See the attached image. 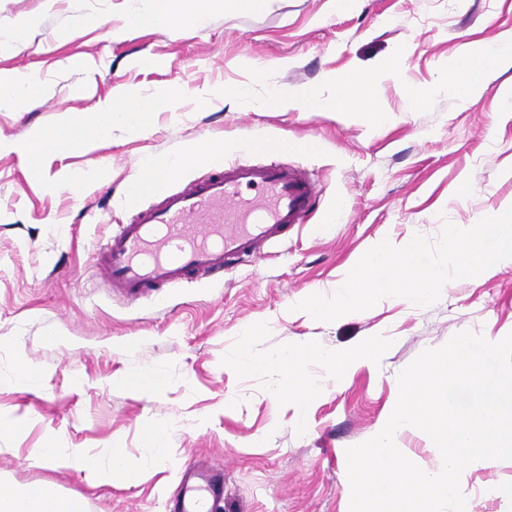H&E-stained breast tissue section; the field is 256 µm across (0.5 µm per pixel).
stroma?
Instances as JSON below:
<instances>
[{"mask_svg":"<svg viewBox=\"0 0 512 512\" xmlns=\"http://www.w3.org/2000/svg\"><path fill=\"white\" fill-rule=\"evenodd\" d=\"M123 2L0 0V24L26 23L24 45L0 46V72L29 69L44 86L39 101L0 111V138L54 126L66 111L91 114L118 89L178 93L175 109L155 113L145 134L116 126L109 139L39 163L0 153V415L20 424L0 434V481L84 496L87 512H163L182 466L206 459L224 466L221 512H349L347 448L382 422L399 373L421 352L464 330L512 333V267L458 283L424 307L386 299L327 323L294 305L332 295L376 240H434L444 221L471 224L512 201V115H502L498 97L512 68L465 104L435 89L463 43L512 30V0H359L352 10L336 0H272L188 32L132 30L116 41ZM78 15L101 23L73 26ZM401 47L406 69L377 87L383 111L374 124L286 111L270 98L275 90L330 95L325 74L370 70ZM74 58L90 68H72ZM242 82L247 102L199 98ZM426 90L424 108L411 111L407 92ZM214 137L227 145L215 166L275 156L308 173L312 218L222 278L168 288L161 303L124 300L95 272L93 248L129 220L123 197L145 160ZM91 166L97 177L82 194L52 187L59 169ZM370 336L387 338L383 360L340 387L310 364L317 397L302 407L274 395L267 371L237 365L245 353L259 360L298 343L346 350ZM23 365L39 372L38 386L14 384ZM135 367L162 373L166 389L128 388L122 378ZM150 424L164 427L168 452L126 483L34 460L49 446L136 459ZM500 483H512V465L474 473L464 491L471 512H512L488 493Z\"/></svg>","mask_w":512,"mask_h":512,"instance_id":"obj_1","label":"stroma"}]
</instances>
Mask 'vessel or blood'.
Segmentation results:
<instances>
[{
    "label": "vessel or blood",
    "instance_id": "b4317fda",
    "mask_svg": "<svg viewBox=\"0 0 512 512\" xmlns=\"http://www.w3.org/2000/svg\"><path fill=\"white\" fill-rule=\"evenodd\" d=\"M315 194L310 176L284 161L213 168L157 203H131V219L95 250L93 266L124 297L158 299L172 285L261 256L306 223ZM214 468L199 460L184 468L174 512H211L209 501L222 490L201 481Z\"/></svg>",
    "mask_w": 512,
    "mask_h": 512
}]
</instances>
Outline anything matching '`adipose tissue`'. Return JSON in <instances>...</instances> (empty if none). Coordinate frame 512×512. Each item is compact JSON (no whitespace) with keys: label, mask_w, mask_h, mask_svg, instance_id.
Here are the masks:
<instances>
[{"label":"adipose tissue","mask_w":512,"mask_h":512,"mask_svg":"<svg viewBox=\"0 0 512 512\" xmlns=\"http://www.w3.org/2000/svg\"><path fill=\"white\" fill-rule=\"evenodd\" d=\"M177 0H144V5L125 13L123 27L114 29L113 39H122L130 29H190L199 26L210 15L222 12H255L269 6L270 0H189L190 8L181 12ZM407 61L406 50H396L389 59L370 71L332 73L328 76L334 88L332 96L324 98L314 91H276L272 99L283 110L304 112H339L365 121L375 120L380 107L374 98L375 88L383 81L399 79ZM505 64L512 65V32L500 33L490 42H468L448 61L444 70V85L450 86L461 101L480 95L492 75ZM44 92L37 75L29 70L12 71L0 75V110L38 98ZM174 96L160 91L148 97L117 91L101 102L94 112L93 136L107 138L113 126L121 125L135 135L145 133L154 113L170 109ZM79 120L63 114L58 125L52 128H32L24 139H0V152H19L33 160H42L65 147L83 146L79 133ZM206 142L197 143L191 152L169 157L163 161L144 162L142 173L135 183L134 192L153 190L155 177L162 172H175L187 168L205 154ZM387 340L382 336L365 339L347 351L330 350L312 344H300L289 351L263 360L265 370L276 376L275 395L305 405L316 395L305 373L311 362L326 367L337 383H344L358 367L376 364L384 355ZM144 454L130 459L121 452H113L108 464H101L97 457L77 454L63 448H43L40 458L49 460L58 470H93L101 482L109 484L137 478L150 463L166 452L162 427L150 426L144 431ZM14 506H7L0 496V512H85V500L80 496H61L47 485H32L13 489Z\"/></svg>","instance_id":"obj_1"}]
</instances>
